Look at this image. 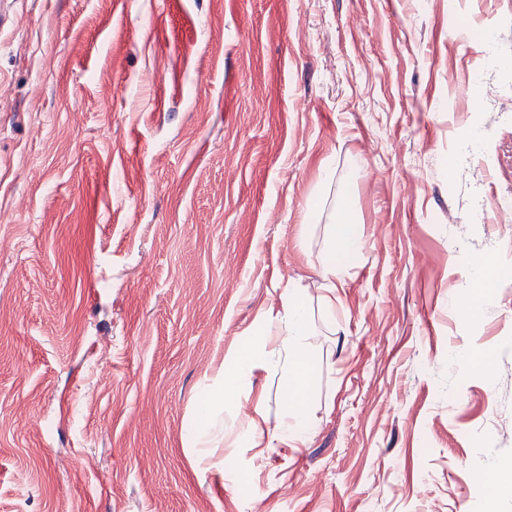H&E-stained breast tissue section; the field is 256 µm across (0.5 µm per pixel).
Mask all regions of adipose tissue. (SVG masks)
<instances>
[{
    "label": "adipose tissue",
    "instance_id": "obj_1",
    "mask_svg": "<svg viewBox=\"0 0 512 512\" xmlns=\"http://www.w3.org/2000/svg\"><path fill=\"white\" fill-rule=\"evenodd\" d=\"M357 226L341 217L330 227V246L321 261V277L329 293L327 306H334L333 294L352 268L360 253ZM310 334L309 317L299 285H289L282 293L278 310L262 314L252 337L230 353L224 370L207 388V394L190 423L186 441L195 448L209 447L220 434L218 416L225 399L235 396L242 381L254 370L289 378L291 401L284 409L277 432L269 447L285 448L304 441L313 429L310 417L302 414L299 403L315 380V366L305 349Z\"/></svg>",
    "mask_w": 512,
    "mask_h": 512
}]
</instances>
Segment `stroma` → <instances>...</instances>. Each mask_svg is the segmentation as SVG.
<instances>
[{
    "label": "stroma",
    "mask_w": 512,
    "mask_h": 512,
    "mask_svg": "<svg viewBox=\"0 0 512 512\" xmlns=\"http://www.w3.org/2000/svg\"><path fill=\"white\" fill-rule=\"evenodd\" d=\"M509 193L512 0H0V512H512ZM291 282L312 434L258 371L199 455ZM330 224V246L321 261V277L324 288L330 293L336 292L337 284H341L344 275L352 268L360 253V237L357 225L343 216ZM277 311L263 313L257 329L230 353L190 423L186 441L193 448H208L220 434L218 416L224 399L235 396L242 381L255 369L280 374L291 382V400L304 395L315 380V366L305 349L310 336L309 317L297 284L289 285ZM300 401L290 402L284 409L282 420L277 432L264 443V439L254 442L257 448H288L290 444L303 442L312 432L313 422L310 417L301 414Z\"/></svg>",
    "instance_id": "35a3bbf8"
}]
</instances>
